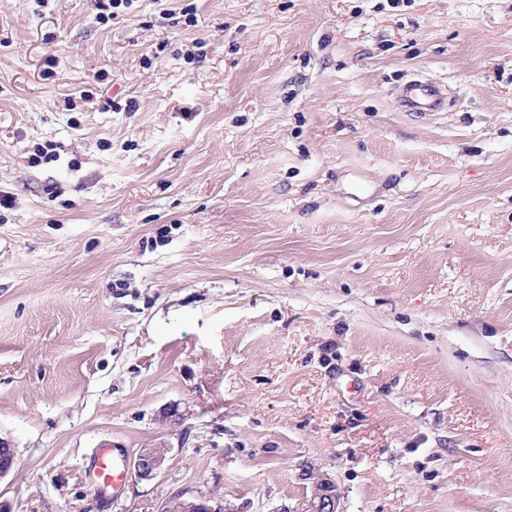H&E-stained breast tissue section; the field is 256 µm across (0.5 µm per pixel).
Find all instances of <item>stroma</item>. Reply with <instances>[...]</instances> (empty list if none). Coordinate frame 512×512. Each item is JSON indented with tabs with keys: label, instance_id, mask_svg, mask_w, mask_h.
I'll list each match as a JSON object with an SVG mask.
<instances>
[{
	"label": "stroma",
	"instance_id": "obj_1",
	"mask_svg": "<svg viewBox=\"0 0 512 512\" xmlns=\"http://www.w3.org/2000/svg\"><path fill=\"white\" fill-rule=\"evenodd\" d=\"M1 193L13 512H512V0H0ZM448 97L445 86L427 82L409 81L398 100L402 112H441ZM126 453L121 448H100L94 456L93 481L95 489L106 495L118 493L126 484L129 472ZM167 450L164 448L141 449L134 464V477L139 480L152 479L165 465ZM314 479L311 496L302 512H339L335 485L324 474ZM163 512H233L224 505L215 507L208 504L206 499L187 498L183 495H175L166 500Z\"/></svg>",
	"mask_w": 512,
	"mask_h": 512
}]
</instances>
